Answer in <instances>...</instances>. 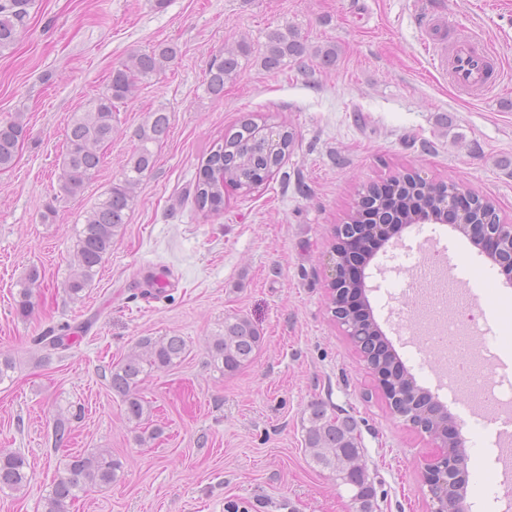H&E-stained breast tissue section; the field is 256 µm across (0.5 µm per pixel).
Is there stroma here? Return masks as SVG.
I'll use <instances>...</instances> for the list:
<instances>
[{"mask_svg":"<svg viewBox=\"0 0 512 512\" xmlns=\"http://www.w3.org/2000/svg\"><path fill=\"white\" fill-rule=\"evenodd\" d=\"M443 38L474 39L496 58V85L462 99L431 63L430 25ZM289 28L308 49L270 73L261 65L269 31ZM166 42L176 58L116 114L112 141L84 191L60 188L71 113L89 108L114 66ZM247 44L223 98L206 91L220 50ZM332 45L336 63L313 52ZM170 116L156 162L142 178L127 224L80 298L67 280L84 214L119 179L151 112ZM23 115L27 137L0 170V354L16 368L0 382V450L20 453L30 484L0 492V512H42L68 455L108 448L121 463L112 485L91 487L70 512H357L348 486L305 449L307 408L355 419L374 512H430L418 458L429 438L388 405L378 380L329 309L335 225L375 183L410 172L453 183L495 204L512 224V0H36L12 52L0 56V123ZM285 126L294 145L266 184L227 190L220 213L203 215L193 180L214 143L242 116ZM446 249L447 281L467 282L485 309L487 340L512 374V284L463 234L444 224L399 233L368 266L372 317L418 387L455 417L469 454L473 512H507L485 450L495 432L471 415L473 399L450 398L415 347L402 343L392 309L408 308L396 255L420 243ZM38 268L29 317L18 281ZM248 317L264 340L234 375L208 363V342L226 317ZM82 325L72 346L41 350L37 336ZM176 333L188 351L151 372L141 392L157 434L141 440L103 373L143 336ZM71 433L53 436L59 413Z\"/></svg>","mask_w":512,"mask_h":512,"instance_id":"1","label":"stroma"}]
</instances>
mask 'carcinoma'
Listing matches in <instances>:
<instances>
[{
    "mask_svg": "<svg viewBox=\"0 0 512 512\" xmlns=\"http://www.w3.org/2000/svg\"><path fill=\"white\" fill-rule=\"evenodd\" d=\"M34 0H0V56L11 52L25 32ZM307 48L290 30L275 29L267 33L261 65L268 72L280 71L288 61L305 56ZM248 54V46L241 43L226 48L213 57L206 72L207 91L215 98L224 97V85L236 78L241 68L240 59ZM177 48L161 42L131 56V63L112 68L105 90L92 106L69 116L65 131V153L60 178L65 193H81L103 160V147L112 140L116 112L119 105L130 99L138 86L150 80L173 61ZM169 115L157 111L149 115L139 128V147L122 166L121 177L86 213L84 223L77 231L74 243V267L67 282V291L75 299L94 280L102 262L112 250L113 240L127 224L136 188L155 164V155L149 148L167 134ZM269 125L245 118L214 144L202 161L194 182V203L201 212L218 211L224 205V189L228 186L249 191L266 182L281 165L294 136L288 130L278 131V139L265 133ZM26 123L21 116L0 124V170L12 167L21 142L26 137ZM454 184L430 183L411 177L400 187L398 195L391 194L394 186L384 182L369 187L374 205L366 212L368 223H408L421 209L435 208ZM472 220L479 224L492 220L493 214L478 197H473L470 211ZM40 273L31 268L18 282L16 311L27 316L33 308V292L38 287ZM364 335L352 337L356 344L370 347L374 367L392 378L393 388L404 395L402 403L412 421L424 424L438 432L448 426V415L435 413L414 386L410 374L393 368L392 347L384 336L375 335L369 326H363ZM78 327L64 324L48 330L38 339L51 351L69 348ZM263 336L245 316L224 319V330L211 337L208 346L209 364L224 375H233L248 365L259 350ZM187 343L184 337L168 336L139 338L129 354L111 366L108 385L121 398L124 415L135 426L142 425L150 416V408L141 396L140 384L152 371L176 366L184 357ZM306 447L314 461L335 474L336 479L353 478V500L359 512H373L374 491L367 482L360 463L361 448L357 424L351 416L327 413L320 401L308 406ZM25 458L15 452L0 451V492H19L29 483ZM120 464L112 458V451L99 448L88 454L70 456L66 474L57 478L44 498L43 512H69L78 494L87 485L101 487L112 484Z\"/></svg>",
    "mask_w": 512,
    "mask_h": 512,
    "instance_id": "1",
    "label": "carcinoma"
}]
</instances>
